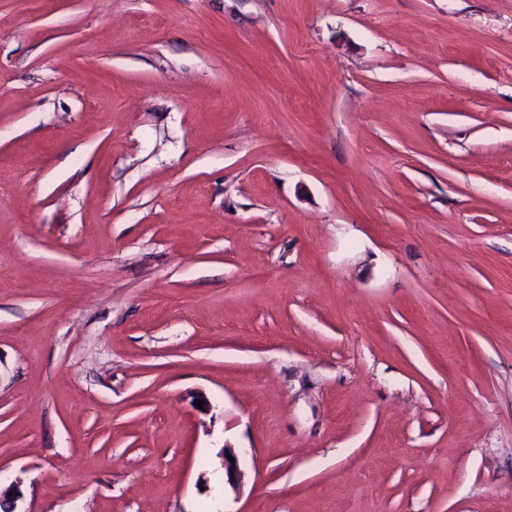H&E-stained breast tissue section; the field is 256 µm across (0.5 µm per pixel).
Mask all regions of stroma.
Instances as JSON below:
<instances>
[{"label":"stroma","instance_id":"35a3bbf8","mask_svg":"<svg viewBox=\"0 0 512 512\" xmlns=\"http://www.w3.org/2000/svg\"><path fill=\"white\" fill-rule=\"evenodd\" d=\"M14 483L512 512V0H0Z\"/></svg>","mask_w":512,"mask_h":512}]
</instances>
